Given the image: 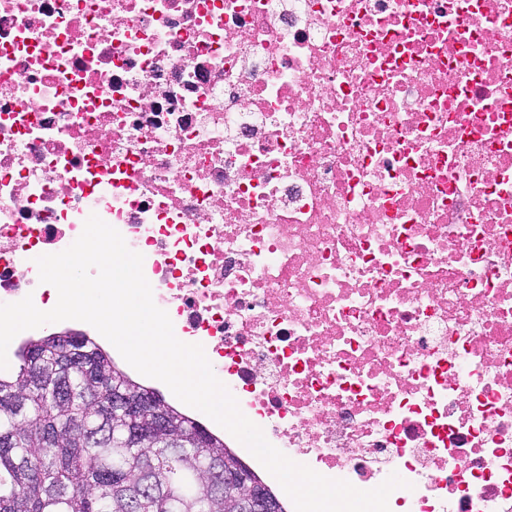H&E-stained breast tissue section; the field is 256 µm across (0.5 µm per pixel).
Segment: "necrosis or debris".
Returning <instances> with one entry per match:
<instances>
[{"mask_svg": "<svg viewBox=\"0 0 512 512\" xmlns=\"http://www.w3.org/2000/svg\"><path fill=\"white\" fill-rule=\"evenodd\" d=\"M93 213L293 461L512 512V0H0V303Z\"/></svg>", "mask_w": 512, "mask_h": 512, "instance_id": "necrosis-or-debris-1", "label": "necrosis or debris"}]
</instances>
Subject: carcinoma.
<instances>
[{"instance_id": "1", "label": "carcinoma", "mask_w": 512, "mask_h": 512, "mask_svg": "<svg viewBox=\"0 0 512 512\" xmlns=\"http://www.w3.org/2000/svg\"><path fill=\"white\" fill-rule=\"evenodd\" d=\"M0 370V512H237L238 491L213 488L240 457L224 438L133 380L84 331L28 339ZM150 408L130 437L114 398ZM164 415L185 447L153 432Z\"/></svg>"}]
</instances>
